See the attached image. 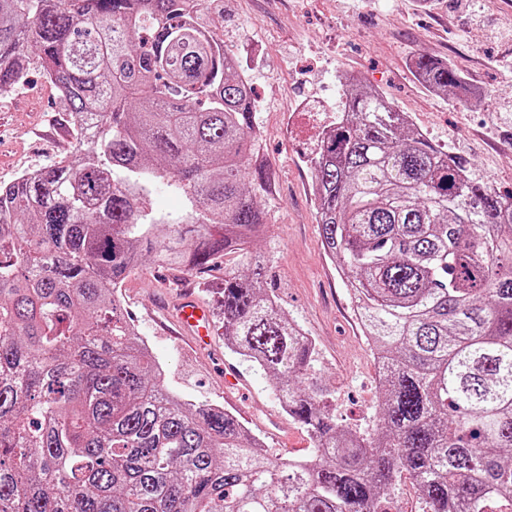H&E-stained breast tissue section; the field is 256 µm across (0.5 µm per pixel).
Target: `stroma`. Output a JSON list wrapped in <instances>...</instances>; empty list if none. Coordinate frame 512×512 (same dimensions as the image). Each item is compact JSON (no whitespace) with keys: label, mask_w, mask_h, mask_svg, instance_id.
<instances>
[{"label":"stroma","mask_w":512,"mask_h":512,"mask_svg":"<svg viewBox=\"0 0 512 512\" xmlns=\"http://www.w3.org/2000/svg\"><path fill=\"white\" fill-rule=\"evenodd\" d=\"M219 35L255 91L259 159L275 174L261 200L266 232L255 245L266 258L265 290L314 339L318 376L336 389L337 423L367 428L383 389L349 291L324 252L306 160L340 105V77L353 75L476 175L512 191V67L483 64L512 56V0H224ZM420 54L452 63L466 92L448 98L418 83L410 63ZM308 99L324 103V111H300ZM76 148L69 116L41 74L30 72L23 87L0 95V185ZM197 282L145 261L118 294L169 386L226 407L223 368H238L246 390L241 421L271 455L307 456L309 435L280 409L271 382L225 349L221 327L198 351L171 320L169 309L187 288L216 310V294Z\"/></svg>","instance_id":"obj_1"}]
</instances>
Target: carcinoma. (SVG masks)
Segmentation results:
<instances>
[{
    "mask_svg": "<svg viewBox=\"0 0 512 512\" xmlns=\"http://www.w3.org/2000/svg\"><path fill=\"white\" fill-rule=\"evenodd\" d=\"M214 2L0 0V92L40 69L82 144L0 185V512H381L401 474L426 512H512V193L344 79L310 165L384 396L375 428L337 426L314 342L262 285L273 175ZM411 69L464 89L444 60ZM144 255L224 261V348L273 381L309 456L169 387L116 293Z\"/></svg>",
    "mask_w": 512,
    "mask_h": 512,
    "instance_id": "obj_1",
    "label": "carcinoma"
}]
</instances>
